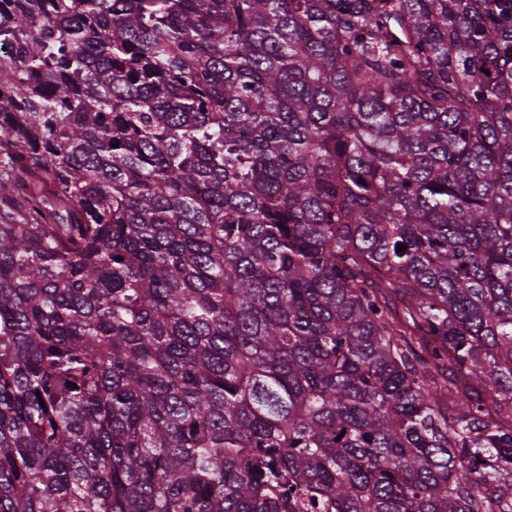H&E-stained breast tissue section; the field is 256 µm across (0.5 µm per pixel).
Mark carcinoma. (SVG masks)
Returning <instances> with one entry per match:
<instances>
[{
  "mask_svg": "<svg viewBox=\"0 0 512 512\" xmlns=\"http://www.w3.org/2000/svg\"><path fill=\"white\" fill-rule=\"evenodd\" d=\"M4 48L0 512H512V0H0Z\"/></svg>",
  "mask_w": 512,
  "mask_h": 512,
  "instance_id": "carcinoma-1",
  "label": "carcinoma"
}]
</instances>
